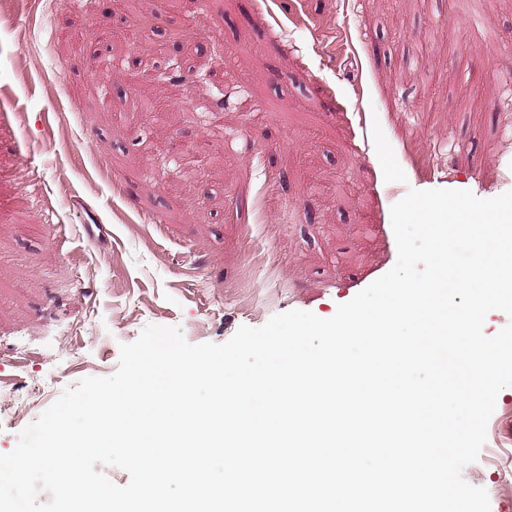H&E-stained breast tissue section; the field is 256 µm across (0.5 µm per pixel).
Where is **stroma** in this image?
<instances>
[{
	"label": "stroma",
	"instance_id": "35a3bbf8",
	"mask_svg": "<svg viewBox=\"0 0 512 512\" xmlns=\"http://www.w3.org/2000/svg\"><path fill=\"white\" fill-rule=\"evenodd\" d=\"M112 2L0 0V454L146 326L332 317L395 265L408 189L512 190V0ZM462 477L512 512V387Z\"/></svg>",
	"mask_w": 512,
	"mask_h": 512
}]
</instances>
